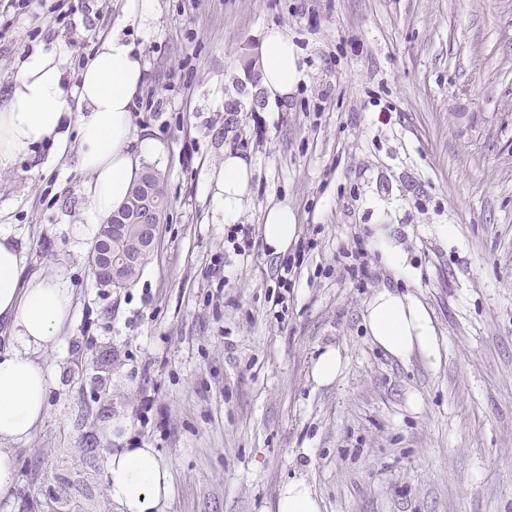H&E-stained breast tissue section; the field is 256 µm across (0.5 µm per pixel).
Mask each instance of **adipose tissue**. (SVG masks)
<instances>
[{"instance_id":"1","label":"adipose tissue","mask_w":512,"mask_h":512,"mask_svg":"<svg viewBox=\"0 0 512 512\" xmlns=\"http://www.w3.org/2000/svg\"><path fill=\"white\" fill-rule=\"evenodd\" d=\"M63 50L28 54L0 107V169L49 147L52 163L76 153L88 208L83 223L73 225L74 249L93 240L112 213L121 208L143 165L164 155L163 145L137 137L130 107L143 84L144 62L120 30H113L84 62L81 80L66 91ZM306 79L297 48L284 29L265 28L257 61V89L271 105L287 101ZM252 167L228 151L214 172L212 201L225 223H235L253 204ZM298 231L288 206H272L263 215L268 251L286 253ZM25 256L14 233L0 226V324L10 334V348L0 354V491L17 478L15 443L27 440L42 423L51 385L39 353L55 344L72 320L73 293L57 276L21 282ZM364 325L372 345L406 363L422 356L441 361V346L426 305L411 291L381 288L366 301ZM104 486L115 512H165L172 496V475L157 449L115 448L106 458ZM275 512H322V500L305 476L279 488Z\"/></svg>"}]
</instances>
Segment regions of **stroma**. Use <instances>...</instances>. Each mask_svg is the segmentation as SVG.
<instances>
[{
  "label": "stroma",
  "instance_id": "stroma-1",
  "mask_svg": "<svg viewBox=\"0 0 512 512\" xmlns=\"http://www.w3.org/2000/svg\"><path fill=\"white\" fill-rule=\"evenodd\" d=\"M54 3L0 6V103L26 54L65 45L72 89L122 28L145 66L133 126L165 148L167 219L138 279L104 287L66 230L87 207L85 174L0 170L22 279L56 274L74 291L70 325L40 355L46 416L0 512H112L106 451L142 445L171 467L166 512H274L297 475L323 512H512V0H155L146 28L126 0H67L60 17ZM272 25L307 74L277 109L254 105L249 66ZM228 150L253 167L244 257L208 188ZM279 204L304 256L285 293L286 257L262 233ZM380 234L411 278L381 262ZM357 250L361 281L347 272ZM399 286L433 317L438 367L367 338L365 301ZM328 346L347 366L319 387L311 364Z\"/></svg>",
  "mask_w": 512,
  "mask_h": 512
}]
</instances>
